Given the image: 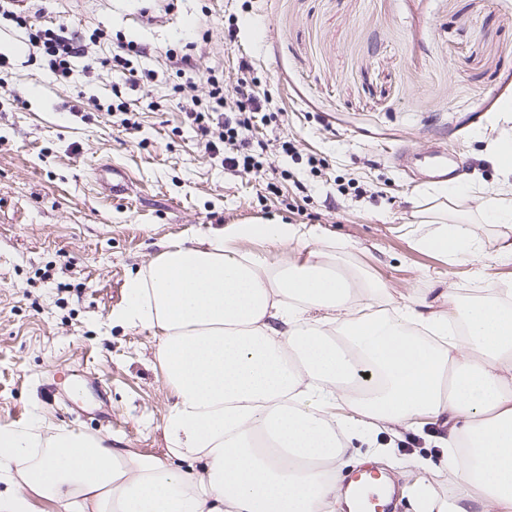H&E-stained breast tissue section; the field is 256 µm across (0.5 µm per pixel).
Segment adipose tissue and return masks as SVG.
<instances>
[{
  "label": "adipose tissue",
  "instance_id": "adipose-tissue-1",
  "mask_svg": "<svg viewBox=\"0 0 512 512\" xmlns=\"http://www.w3.org/2000/svg\"><path fill=\"white\" fill-rule=\"evenodd\" d=\"M512 262V185L480 192ZM417 251L476 261L482 239L440 208ZM317 228L200 225L132 276L116 322L158 336L171 395L167 458L69 429L0 424V512L39 499L77 512H329L368 428L447 419L456 488L418 485L422 512H512V286L427 310L426 289L376 311L382 281L345 249H312ZM279 250L280 261L262 256Z\"/></svg>",
  "mask_w": 512,
  "mask_h": 512
}]
</instances>
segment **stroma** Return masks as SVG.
Wrapping results in <instances>:
<instances>
[{
	"label": "stroma",
	"instance_id": "35a3bbf8",
	"mask_svg": "<svg viewBox=\"0 0 512 512\" xmlns=\"http://www.w3.org/2000/svg\"><path fill=\"white\" fill-rule=\"evenodd\" d=\"M27 8L41 24L108 37L89 44L87 60L59 84L18 50L21 30L0 27L9 58L0 69V424L38 420L166 456L170 395L158 338L111 317L158 243L187 239L201 224L319 226L314 249L347 245L348 261L395 299L437 271L464 300L512 279V264L496 258L499 228L483 222L474 193L460 207L485 243L478 263L451 266L407 243L432 204L425 191L438 181L427 164L436 153L459 160L455 182L502 181L491 150L512 140V0H28ZM119 33L148 44L133 66L154 77L116 93L102 62ZM189 41L198 68L179 76L164 53ZM243 58L274 114L252 130L264 170L278 177L274 195L206 151L186 116L208 97V71L234 87ZM119 102L124 112H110ZM285 140L294 152L279 150ZM112 166L129 177L120 199L103 188ZM447 434L439 424L399 428L359 448L391 477L398 512H419L421 478L452 494L447 470L426 476L417 466L443 456L436 441Z\"/></svg>",
	"mask_w": 512,
	"mask_h": 512
}]
</instances>
